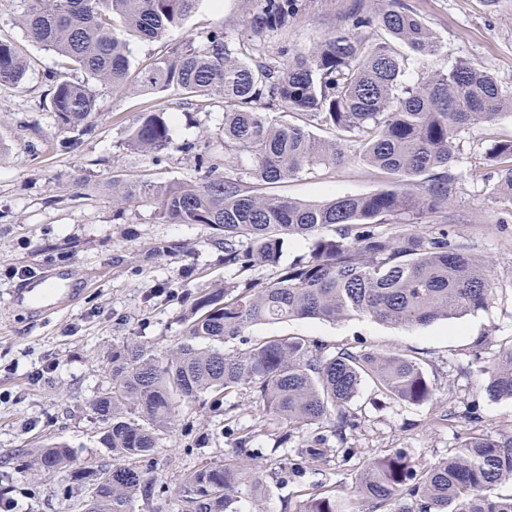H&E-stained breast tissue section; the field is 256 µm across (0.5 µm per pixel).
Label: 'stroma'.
Returning <instances> with one entry per match:
<instances>
[{
    "mask_svg": "<svg viewBox=\"0 0 512 512\" xmlns=\"http://www.w3.org/2000/svg\"><path fill=\"white\" fill-rule=\"evenodd\" d=\"M436 32L445 69L458 59L492 74L512 91V0L496 7L485 0H407ZM348 0H299L286 29L255 34L253 20L262 0H200L183 26L162 39L131 43L127 87L119 92L95 86L98 115L91 135L69 146L70 132L50 112L45 71L81 79L54 52L27 38L19 22L20 0H0V38L15 42L29 62L24 83L0 86V457L20 448L63 443L79 466L106 458L102 424L92 410L99 392L109 390L108 360L113 348L139 343L166 356L184 335V318L195 298L250 279L265 282L280 267L308 255L309 238L286 239L279 266L257 265L244 272L224 266L221 236L207 224H168L154 198L141 197L116 217L113 182L165 186L195 179V144L215 162L224 160L221 100L200 98L185 105L182 95L138 89L141 70L173 44L214 28L230 41L255 48V60L281 62V49L306 50L345 25ZM163 111L172 119L175 149L161 158L129 144L142 115ZM512 138V114L462 131L457 139L456 191L448 204L455 240L490 265L493 293L485 310L424 326L383 324L367 317L337 321L293 319L248 327L226 342V352L270 338L299 337L343 348L400 353L420 363L434 395L408 404L364 383L352 403L358 425L347 438L354 448L344 457L336 442L326 445L320 470L280 479L262 462L263 492L242 499L239 512H283L298 504L308 485L333 488L336 512H356V481L367 460L396 450L426 466L452 454L470 435H512V400L491 398L486 382L499 351L512 345V204L491 194L493 166L488 149ZM385 174L364 171L352 147L340 160L318 165L276 184L251 183L253 194H281L310 204L343 195L384 189ZM89 275L80 298L46 317L32 316L15 293L42 275ZM44 370L40 382L33 371ZM448 425L437 424L443 412ZM315 427L289 431L266 414L255 394L241 386L225 394L220 411L201 402H182L171 430L160 432L153 456L139 466L160 487L159 496L135 498L130 512H180L177 490L200 461H220L246 434L257 448H274L289 435V448L310 444ZM0 492L18 501L22 512H82L87 491L58 473L24 467L0 468Z\"/></svg>",
    "mask_w": 512,
    "mask_h": 512,
    "instance_id": "1",
    "label": "stroma"
}]
</instances>
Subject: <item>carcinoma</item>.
Returning a JSON list of instances; mask_svg holds the SVG:
<instances>
[{
  "label": "carcinoma",
  "mask_w": 512,
  "mask_h": 512,
  "mask_svg": "<svg viewBox=\"0 0 512 512\" xmlns=\"http://www.w3.org/2000/svg\"><path fill=\"white\" fill-rule=\"evenodd\" d=\"M22 2L27 37L86 76L80 81L48 76L57 125L83 135L92 131L98 112L89 82L124 89L128 39L162 38L182 25L199 0ZM296 8L295 0H263L254 28L281 30ZM116 16L121 34L112 25ZM347 18L351 26L305 51L281 49L278 66L244 62L241 47L221 28L176 44L140 72L146 91L223 100L224 166L239 168L241 175L219 173L199 153V180L156 188L114 183L117 202L152 195L162 221L211 225L223 236L228 267L275 266L291 236L311 238L310 253L265 283L228 286L195 299L183 338L162 361L138 344L112 349V392L92 403L109 451L98 465L77 467L71 449L60 443L19 449L1 458V465L25 459L37 471L64 474L87 488L85 512H129L134 497L157 494L154 480L136 462L155 452L159 432L173 428L180 400L200 399L217 411L227 391L247 386L264 410L290 429L318 426L313 444L274 462L275 471L294 476L323 464L322 445L329 439L346 443L357 426L351 404L365 381L403 402L431 400L432 386L420 364L404 354L345 348L325 355L323 345L301 338L224 351V342L260 323L366 316L422 326L488 305V264L455 242L448 229L424 235L388 233L385 226L421 224L435 214L439 223H448L457 136L511 113L512 92L463 60L405 84L397 46L423 61L439 48L436 33L405 0H351ZM25 76L21 51L1 39L0 86L18 87ZM293 115L312 117L333 131V140L315 137L289 120ZM345 141L358 145L360 165L391 176L387 188L308 204L254 195L246 186V177L274 184L334 164ZM129 142L154 155L176 148L170 118L163 111L144 114ZM489 157L496 169L493 194L512 202V139L494 144ZM418 178L425 189L415 192L409 185ZM328 227L334 235L319 234ZM486 391L512 399V346L499 352ZM251 441L240 438L224 462L203 461L186 476L178 490L182 512H237L233 505L262 484L259 474L249 477L242 469V462L257 459ZM504 481L512 482V436L475 434L427 467H418L403 451L373 458L359 476L357 497L389 512H512V494H491ZM304 496L294 512H336L325 484L310 485Z\"/></svg>",
  "instance_id": "1"
}]
</instances>
